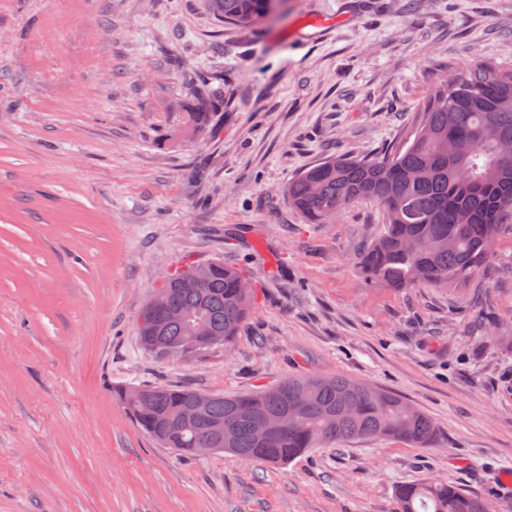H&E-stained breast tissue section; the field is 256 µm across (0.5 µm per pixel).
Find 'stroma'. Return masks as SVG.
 <instances>
[{
  "label": "stroma",
  "mask_w": 512,
  "mask_h": 512,
  "mask_svg": "<svg viewBox=\"0 0 512 512\" xmlns=\"http://www.w3.org/2000/svg\"><path fill=\"white\" fill-rule=\"evenodd\" d=\"M484 60L512 67V0H284L246 25L206 0H0V512H397L430 478L512 503V232L469 285L396 289L359 272L377 202L307 224L284 198ZM215 258L257 293L232 348L144 350L163 272ZM307 375L391 391L440 438L184 457L115 395Z\"/></svg>",
  "instance_id": "1"
}]
</instances>
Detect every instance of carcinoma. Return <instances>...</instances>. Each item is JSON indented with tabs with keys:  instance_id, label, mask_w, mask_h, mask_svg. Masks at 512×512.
<instances>
[{
	"instance_id": "1",
	"label": "carcinoma",
	"mask_w": 512,
	"mask_h": 512,
	"mask_svg": "<svg viewBox=\"0 0 512 512\" xmlns=\"http://www.w3.org/2000/svg\"><path fill=\"white\" fill-rule=\"evenodd\" d=\"M224 21L249 24L273 13L279 0H208ZM512 68L479 62L437 84L415 113L406 141L390 151L340 156L316 163L288 182V205L308 224H327L359 199L382 207L381 236L361 257L362 273L392 288L419 284L457 287L489 262L494 239L512 230ZM194 266L169 273L162 288L175 314L156 333L178 348L198 323L230 346L255 292L240 288L247 276L224 261L206 263L202 287L179 286ZM195 390L152 385L117 396L137 425L163 448L193 455L207 447V420H224V452L285 465L326 441L393 437L418 447L438 428L402 398L342 376L289 378L233 397L216 396L207 417L185 422ZM269 422L264 436L255 425ZM399 512H485L481 497L434 481L396 490Z\"/></svg>"
}]
</instances>
